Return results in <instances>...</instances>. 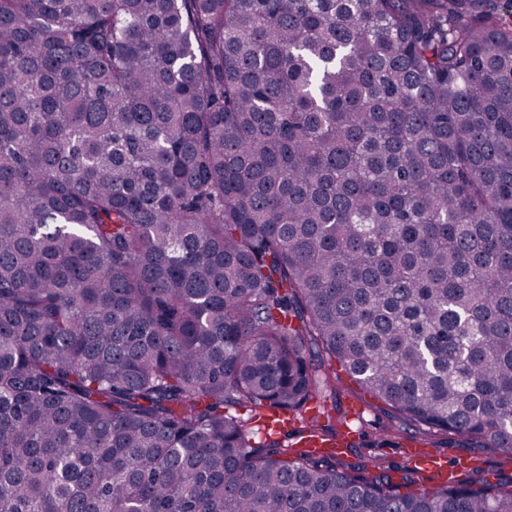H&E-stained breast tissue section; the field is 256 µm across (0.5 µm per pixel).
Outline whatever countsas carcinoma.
Segmentation results:
<instances>
[{
  "label": "carcinoma",
  "instance_id": "1",
  "mask_svg": "<svg viewBox=\"0 0 512 512\" xmlns=\"http://www.w3.org/2000/svg\"><path fill=\"white\" fill-rule=\"evenodd\" d=\"M336 363L512 452V0H0V512H512L226 412Z\"/></svg>",
  "mask_w": 512,
  "mask_h": 512
}]
</instances>
